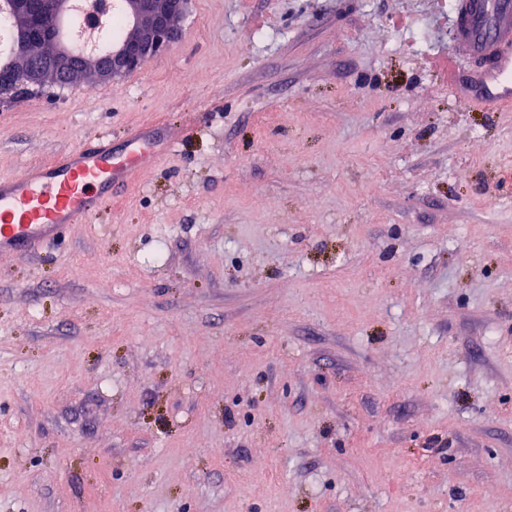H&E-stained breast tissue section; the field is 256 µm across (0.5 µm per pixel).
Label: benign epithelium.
<instances>
[{
    "label": "benign epithelium",
    "mask_w": 512,
    "mask_h": 512,
    "mask_svg": "<svg viewBox=\"0 0 512 512\" xmlns=\"http://www.w3.org/2000/svg\"><path fill=\"white\" fill-rule=\"evenodd\" d=\"M191 0H114L122 36L79 52L63 33L73 0H0V96L29 86L109 82L140 69L178 36L176 21Z\"/></svg>",
    "instance_id": "benign-epithelium-1"
}]
</instances>
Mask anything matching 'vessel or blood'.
I'll return each mask as SVG.
<instances>
[{"label":"vessel or blood","mask_w":512,"mask_h":512,"mask_svg":"<svg viewBox=\"0 0 512 512\" xmlns=\"http://www.w3.org/2000/svg\"><path fill=\"white\" fill-rule=\"evenodd\" d=\"M452 8L451 50L477 65L475 106L511 107L512 0H453ZM129 146L118 157L109 139L91 146L79 141L20 176L0 178V256L39 253L69 225L90 217L115 183L152 164V143L134 135Z\"/></svg>","instance_id":"vessel-or-blood-1"}]
</instances>
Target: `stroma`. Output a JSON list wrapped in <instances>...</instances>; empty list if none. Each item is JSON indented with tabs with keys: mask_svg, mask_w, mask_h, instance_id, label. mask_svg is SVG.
I'll return each mask as SVG.
<instances>
[{
	"mask_svg": "<svg viewBox=\"0 0 512 512\" xmlns=\"http://www.w3.org/2000/svg\"><path fill=\"white\" fill-rule=\"evenodd\" d=\"M451 2L192 0L0 104V177L172 141L0 257V512H512V108Z\"/></svg>",
	"mask_w": 512,
	"mask_h": 512,
	"instance_id": "stroma-1",
	"label": "stroma"
}]
</instances>
